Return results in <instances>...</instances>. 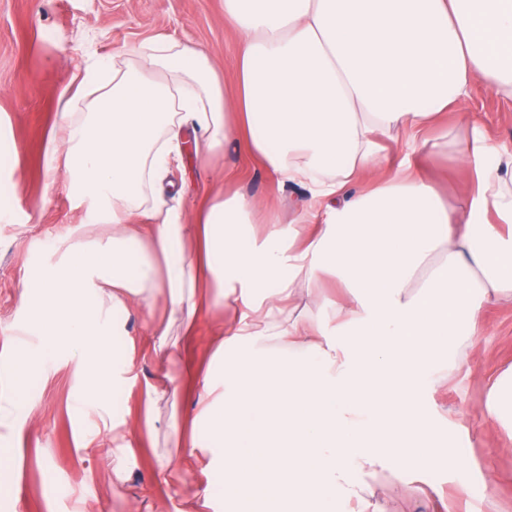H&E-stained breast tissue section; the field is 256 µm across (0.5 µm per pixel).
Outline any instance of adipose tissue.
<instances>
[{
	"instance_id": "obj_1",
	"label": "adipose tissue",
	"mask_w": 512,
	"mask_h": 512,
	"mask_svg": "<svg viewBox=\"0 0 512 512\" xmlns=\"http://www.w3.org/2000/svg\"><path fill=\"white\" fill-rule=\"evenodd\" d=\"M238 36L236 97L206 54L168 39L95 59L77 72L51 139L73 197L111 235L61 251L22 298L41 346L16 338L12 413L35 412L32 377L75 357L84 402L131 372L135 340L111 343L112 316L164 299L227 311L202 377V410L185 456H209L206 495L232 512H384L357 477L412 454L436 459L440 419L425 400L468 361L487 310L512 302V146L479 121L458 138L475 185L445 201L410 160L391 166L378 138L436 150L427 132L474 83L512 102V0H224ZM209 150L257 160L278 185L305 187L291 223L235 192L194 223L145 189L181 165L185 129ZM345 291L300 308L323 275ZM486 422L512 433V368L493 384Z\"/></svg>"
}]
</instances>
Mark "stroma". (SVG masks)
<instances>
[{
    "label": "stroma",
    "instance_id": "obj_1",
    "mask_svg": "<svg viewBox=\"0 0 512 512\" xmlns=\"http://www.w3.org/2000/svg\"><path fill=\"white\" fill-rule=\"evenodd\" d=\"M160 37L208 54L217 74H228L234 89L237 36L224 24V0H0V337L26 322L21 296L36 266L52 262L49 237L71 234L73 241L105 240L106 224L87 221L86 209L69 195L65 174L49 179L47 147L60 119L61 89L75 68L98 55L120 57L133 45ZM478 116L502 140L512 142V105L502 104L485 85H475L465 111H448L442 129L455 132ZM424 165L446 198L467 183L449 141ZM236 174V187L249 196L279 200L283 221L294 216L300 186L280 187L249 157L227 151L189 154L185 168H171L167 181L184 186L171 205L192 214L212 199L225 169ZM185 313L171 314L164 300L137 305L122 320L130 335L141 338L135 354L138 381L111 392L106 404L124 418L134 446L122 475L112 471L113 442L98 417V407L77 406L79 368L59 355L36 374L26 392L37 415L22 435L0 422V512H226L222 498L205 500L207 477L202 463L181 470L176 486L158 482L160 460L175 455L179 437L172 416H193L205 369L223 324L222 312L204 308L195 315V335L183 333ZM489 333L475 337L468 364L448 373L432 396L447 414L436 446L441 455L419 469L408 458L363 477L373 501L384 512H512V438L485 425L481 409L493 379L512 366V304L490 310ZM166 329V341L180 359L176 401H160L146 413L140 385L156 381L165 367L145 344L149 330ZM97 437L95 452L81 449L82 438ZM464 459L449 470L446 455ZM494 478L495 491L480 493L482 480Z\"/></svg>",
    "mask_w": 512,
    "mask_h": 512
}]
</instances>
